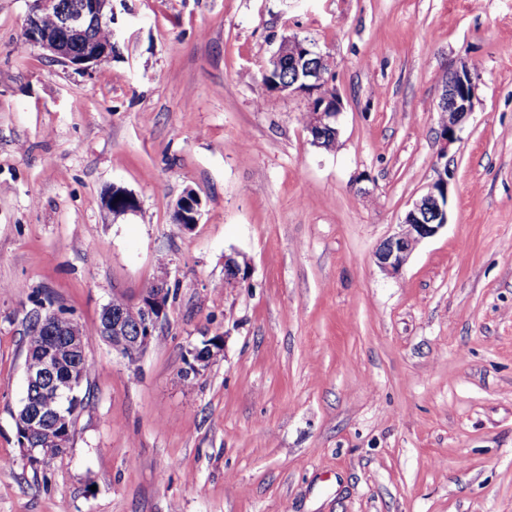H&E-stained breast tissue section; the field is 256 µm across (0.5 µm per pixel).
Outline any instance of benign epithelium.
Masks as SVG:
<instances>
[{
	"mask_svg": "<svg viewBox=\"0 0 512 512\" xmlns=\"http://www.w3.org/2000/svg\"><path fill=\"white\" fill-rule=\"evenodd\" d=\"M46 16L54 19V27H43L41 20ZM113 21L112 0H81L73 8L64 7L60 0H30L26 32L33 44L52 57L77 70H85L112 55V43H99L91 39L90 31L98 23L110 24ZM73 43L79 46L76 52L71 49ZM285 56L288 57V65L294 68L295 80L275 86L274 91L303 93L308 97L309 121L306 130L311 136V143L317 146L324 133H338L336 123L341 110L340 99L335 91L326 88L325 60L311 43L298 38L285 40L274 61ZM476 79L472 68L465 64L448 72L439 105L441 120L438 134L444 155L448 152V145L456 140V131L472 111ZM448 184V177H440L412 203L398 224V230L386 239L376 253V262L382 271L398 274L416 246L448 224ZM118 196L126 201V212L136 211L137 199L117 185L112 186L104 197V205L112 207ZM200 206L196 195L186 192L174 207V222L185 229H192L199 223ZM170 297L168 275L163 274L154 279L151 294L139 296L128 307L115 311L112 303L105 304L101 309L100 330L106 336V342L122 357L133 349L144 352L152 336L166 321ZM41 330L44 336L65 337L70 358L75 361L86 352L87 344L81 329L77 326L68 329L57 312L42 315ZM37 357L39 368L25 370L27 403L15 416L17 427L26 436L21 448L32 464L38 463V459L35 449L27 445V440H53L54 436L46 428V423L54 421L58 427L67 424L70 418L67 404L78 397L83 385L82 375L75 370L70 371L67 377L60 375L64 360L49 346H37ZM35 390L52 392L55 404H43L33 396Z\"/></svg>",
	"mask_w": 512,
	"mask_h": 512,
	"instance_id": "1",
	"label": "benign epithelium"
}]
</instances>
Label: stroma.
I'll return each instance as SVG.
<instances>
[{
	"label": "stroma",
	"instance_id": "35a3bbf8",
	"mask_svg": "<svg viewBox=\"0 0 512 512\" xmlns=\"http://www.w3.org/2000/svg\"><path fill=\"white\" fill-rule=\"evenodd\" d=\"M113 6L118 50L80 72L25 41L29 0H0V512H512V0ZM287 37L327 57L335 149L305 96L261 85ZM446 167V226L386 274L380 245ZM114 184L136 212L113 218ZM163 272L132 371L99 313ZM40 303L92 334L93 369L70 448L34 466L15 415ZM477 76L469 65H461L448 72L439 108L438 130L442 148H448L456 140V131L471 113ZM200 200L192 192H186L176 203L173 212L175 224H180L185 229H192L199 223Z\"/></svg>",
	"mask_w": 512,
	"mask_h": 512
}]
</instances>
